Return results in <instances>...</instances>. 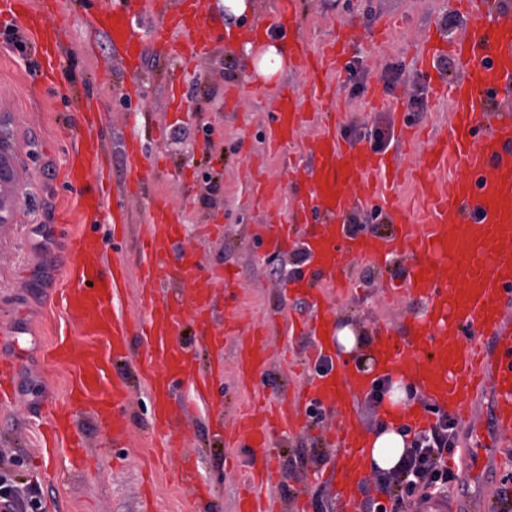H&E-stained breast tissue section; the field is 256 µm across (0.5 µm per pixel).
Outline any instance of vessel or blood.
<instances>
[{"mask_svg":"<svg viewBox=\"0 0 512 512\" xmlns=\"http://www.w3.org/2000/svg\"><path fill=\"white\" fill-rule=\"evenodd\" d=\"M147 3L113 0L110 8L95 12L92 0H78L91 26L109 37L115 56L128 69L140 70L150 40L189 60L209 55L210 39L199 33V14L189 11L187 0H158L157 20L146 31L140 19ZM294 11L295 0H275L272 17L288 43L292 64L310 82L315 100L322 102L331 97L325 76L339 64L347 43L337 41L326 53L312 55L307 40L288 23ZM458 11L464 19L461 31L448 42L428 39L416 56L418 69L451 105L447 128L430 139L424 164L414 174L421 187L423 224L418 231L408 230L410 209L396 201L397 169L368 147L344 146L336 132V115L329 109L324 110L320 132L309 145L312 160L302 168L305 191L297 208L287 215L271 208L274 191L263 180L254 181L251 188L253 199L268 209L269 248L280 253L297 244L308 256L306 266L291 281L293 287L307 288L314 308L305 355L315 362L329 360L330 365L304 382L300 397L306 406L338 413L333 437L336 462L325 479L349 500L357 499L363 485L362 451L354 446L351 409L355 399L369 391L374 373L349 360L333 362L335 312L324 306L322 292L313 288L319 276L335 277L343 253L373 260L401 252L412 256V271L399 290L424 301L427 320L416 324L409 336L396 337L379 328L372 356L375 373L388 376L406 370L415 377L429 402L428 409L415 417V427L430 426L432 411H460L488 376L496 393L495 430L512 432V326L503 321L505 308L512 306V0H458ZM0 21L31 35L38 51L39 81L58 85L63 40L43 23L31 0H0ZM444 53L458 64L459 73L450 82L433 69L435 57ZM78 109L82 133L66 167L72 180L104 162L100 114L84 103ZM304 121L298 95L282 91L268 115L264 137L271 148H281L294 142ZM446 165L459 169L460 175L443 192L434 176ZM77 205L83 219L129 221L124 203L109 204L100 181L78 187ZM359 206L386 210L390 222L404 225V232L387 238L349 234L345 217ZM148 222L149 236L134 254L144 311L139 324L118 311L127 286V266L119 258L107 260L106 239L95 229H82L71 238L66 285L60 290L68 322L82 339L77 342L69 333L60 334L52 357L72 369L71 404L99 422L116 448L128 438L130 418L128 386L113 376V364L139 356V370L149 383L154 428L160 433L174 430L181 413L173 408L172 396L181 375L194 372L195 358L178 333L189 319L206 327L211 324L210 286L198 270L182 267L180 260L168 256L176 230L167 205L155 203ZM175 283L188 291V298L156 299L157 289ZM475 326L480 329L476 336L471 333ZM207 343L214 365L194 372V392L203 401L224 379V336L208 335ZM236 369L243 381L268 373L263 339L250 338L237 345ZM16 370L15 360L0 359V406L14 400ZM77 412L56 408L45 420L67 439L73 459L81 461L87 450ZM277 421L270 411L242 419L240 428L251 442L267 448ZM406 510L469 512L467 505L450 503L442 495L412 499Z\"/></svg>","mask_w":512,"mask_h":512,"instance_id":"b4317fda","label":"vessel or blood"}]
</instances>
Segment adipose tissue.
Segmentation results:
<instances>
[{
	"instance_id": "ef3b65f1",
	"label": "adipose tissue",
	"mask_w": 512,
	"mask_h": 512,
	"mask_svg": "<svg viewBox=\"0 0 512 512\" xmlns=\"http://www.w3.org/2000/svg\"><path fill=\"white\" fill-rule=\"evenodd\" d=\"M415 386L404 377H397L385 394V411L390 421L382 429L365 437L363 465L367 468L388 471L393 469L405 453L409 439L401 423L408 411V397Z\"/></svg>"
}]
</instances>
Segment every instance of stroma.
I'll use <instances>...</instances> for the list:
<instances>
[{
  "instance_id": "obj_1",
  "label": "stroma",
  "mask_w": 512,
  "mask_h": 512,
  "mask_svg": "<svg viewBox=\"0 0 512 512\" xmlns=\"http://www.w3.org/2000/svg\"><path fill=\"white\" fill-rule=\"evenodd\" d=\"M48 22L58 25L65 48L62 78L70 98L39 83L30 71L33 51L18 53L0 41V117L12 134L11 168L17 195V216L0 224V326L15 328V335L0 336V358L15 359L18 402L0 407V457L10 458V476L17 485L29 482L40 488L42 512H235L241 493L257 500H286L284 512H296L297 489H305L308 503L322 501L325 512H344L335 491L325 483L326 466L336 460V450L323 438L333 416L300 427L290 392L300 388L314 365L303 355L306 340L287 335L284 321L302 322L310 309L302 297L282 298L283 279L273 268L288 262L265 244L267 218L250 197L255 179L276 184L273 206L291 209L301 187L291 183L286 169L303 161V147L320 131L321 112L311 100V89L292 63H285L277 79L256 78L252 62L227 46L230 33L255 27L261 45L275 43L269 30L271 0H251L244 16L228 14L224 0H200L201 23L214 42L211 57L185 67L162 44H149L141 74L124 68L114 56L107 37L91 30L72 0H48ZM457 0H296L294 22L313 53H321L339 32L352 33L350 56L359 57L365 74L364 90L352 95L344 67L329 71L331 103L338 112V133L352 128L395 127L414 117L418 136L394 143L387 156L401 170L397 189L400 201L415 207L418 195L411 178L427 140L448 121V100L434 92L425 94V110L411 115L407 101L411 83L386 88L381 74L390 65H403L417 75L413 57L424 41L436 34L441 15L456 12ZM143 82L139 106L126 108L121 94L135 80ZM294 87L305 97L308 119L294 144L271 150L264 140L267 114L276 105L282 86ZM93 101L100 114L99 138L106 151L107 173L113 196L125 198L131 212L129 232L116 256L132 258L138 239L148 232V213L154 199L165 200L180 227L178 253L206 270L234 274L239 315L224 332V382L211 403L198 400L184 386L180 401L185 420L173 445L161 451L160 438L150 417L149 391L133 363H122L118 374L129 378L130 437L125 447H113L103 429L89 415L77 414V424L89 444L84 469H72L65 439L54 448L43 446L38 416L43 408L67 401L68 366L48 362L46 349L67 316L54 302L65 282L69 257L68 236L78 224L74 213L76 190L62 172L74 140L81 132V114L75 99ZM401 99L393 108V99ZM138 138L143 147L139 176L142 189H128L125 156L127 142ZM408 255L388 258L375 266L366 258L344 256L342 265L352 276L348 286L325 290L337 324L353 325L368 336L380 324L393 335H410L423 321L424 305L400 299L394 291L411 270ZM265 334L271 360L268 374L243 385L236 373L234 353L239 340L254 331ZM495 389L485 384L463 413L461 452L448 461L462 483L448 489L449 497L478 507L494 487L512 491V452L494 447L492 439L477 434L471 423L492 427ZM272 406L286 415L274 435L277 453L271 462L276 479L271 484L250 483L249 466L263 449L242 438L215 441L209 414L223 413L226 426L238 416L262 414ZM184 456L197 459L203 480L214 485L212 502H196L180 484L174 469Z\"/></svg>"
}]
</instances>
